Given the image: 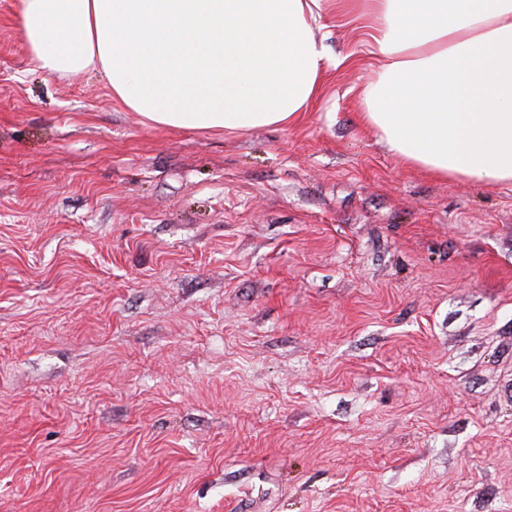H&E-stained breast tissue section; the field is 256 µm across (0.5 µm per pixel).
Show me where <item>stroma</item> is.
<instances>
[{
	"label": "stroma",
	"instance_id": "obj_1",
	"mask_svg": "<svg viewBox=\"0 0 512 512\" xmlns=\"http://www.w3.org/2000/svg\"><path fill=\"white\" fill-rule=\"evenodd\" d=\"M0 0V512H512V184L359 120L369 7L287 125L145 123Z\"/></svg>",
	"mask_w": 512,
	"mask_h": 512
}]
</instances>
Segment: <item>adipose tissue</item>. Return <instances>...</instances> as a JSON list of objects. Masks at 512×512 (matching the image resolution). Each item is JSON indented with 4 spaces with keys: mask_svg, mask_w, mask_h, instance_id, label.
I'll list each match as a JSON object with an SVG mask.
<instances>
[{
    "mask_svg": "<svg viewBox=\"0 0 512 512\" xmlns=\"http://www.w3.org/2000/svg\"><path fill=\"white\" fill-rule=\"evenodd\" d=\"M329 0H21L36 69L96 75L148 122L244 131L317 98ZM361 120L437 179L512 184V0H372Z\"/></svg>",
    "mask_w": 512,
    "mask_h": 512,
    "instance_id": "1",
    "label": "adipose tissue"
}]
</instances>
